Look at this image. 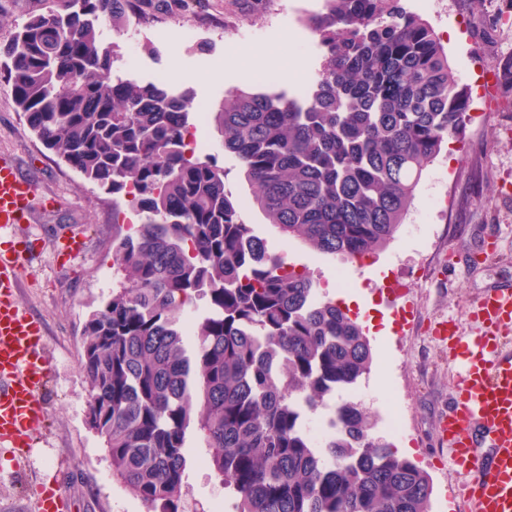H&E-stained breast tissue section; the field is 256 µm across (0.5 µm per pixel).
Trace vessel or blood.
<instances>
[{
	"instance_id": "vessel-or-blood-1",
	"label": "vessel or blood",
	"mask_w": 512,
	"mask_h": 512,
	"mask_svg": "<svg viewBox=\"0 0 512 512\" xmlns=\"http://www.w3.org/2000/svg\"><path fill=\"white\" fill-rule=\"evenodd\" d=\"M58 201L40 196L38 183L15 158L0 157V448L16 453L46 431L44 394L49 369L40 320L16 299L26 262L21 247L35 207L55 211ZM75 258L82 234L70 231L55 243ZM475 329L460 333L455 322H438L434 337L448 348L453 365L451 406L438 419L449 460L465 475L454 497L471 512H512V290L490 289L471 312Z\"/></svg>"
}]
</instances>
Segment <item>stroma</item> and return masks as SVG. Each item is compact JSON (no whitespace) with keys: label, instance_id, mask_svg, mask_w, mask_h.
<instances>
[{"label":"stroma","instance_id":"35a3bbf8","mask_svg":"<svg viewBox=\"0 0 512 512\" xmlns=\"http://www.w3.org/2000/svg\"><path fill=\"white\" fill-rule=\"evenodd\" d=\"M283 0H201L191 12L158 13L113 31L102 23L105 42L133 41L141 63V81H161L176 69L183 78L171 82V91H192V105L214 110L231 89L240 86L242 56H250L262 78L252 80L261 91L292 93L293 83L280 76L281 55L267 38L270 20ZM512 14V0H446L421 10L420 15L441 34L453 78L459 85L474 84L470 67L479 57L489 71L512 58V25L499 24ZM247 25L244 37L227 43L211 36L214 27ZM197 32L190 45L180 43L182 31ZM209 155L223 166L225 182L241 200V216L265 238L270 252L286 254L290 263L307 270L315 280L336 272L349 274L348 295L364 300L376 311V321L389 329L367 330L373 353V374L362 378L365 404L374 413L407 412L412 438L388 436L376 424L378 436L428 471L433 493L430 512H460L451 498L462 476L453 466L434 468L441 456L436 435L438 416L448 409L452 366L447 352L430 338L435 321L455 320L470 330L472 300L494 281L512 282V199L505 184L512 183V111L499 99L467 116L465 134L454 157L439 155L425 171L412 207L394 240L374 260L358 267L340 257L319 255L284 238L252 205L253 190L239 163L225 154L217 135L209 137ZM0 155L17 159L24 172L45 193L59 200L55 213L36 212L29 228L38 248L24 272L21 302L35 312L46 328L51 372L47 403L51 428L38 439L21 462L0 454V512H40L34 492H19L14 479L24 469L35 482L57 484L73 498L76 512H146L144 505L112 475V464L102 438L89 419L90 389L82 368L83 326L90 311L102 305L120 281L112 261V226L118 216L112 196L59 161L34 136L0 77ZM450 191L449 211L436 212L434 198ZM78 226L86 231L84 253L61 265L52 247L61 230ZM429 267L426 280L415 282L411 265ZM400 283L405 314L381 300L377 289ZM211 450L196 429L187 438V480L177 512H210L224 487L207 461Z\"/></svg>","mask_w":512,"mask_h":512}]
</instances>
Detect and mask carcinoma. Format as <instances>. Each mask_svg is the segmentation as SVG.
<instances>
[{
  "instance_id": "1",
  "label": "carcinoma",
  "mask_w": 512,
  "mask_h": 512,
  "mask_svg": "<svg viewBox=\"0 0 512 512\" xmlns=\"http://www.w3.org/2000/svg\"><path fill=\"white\" fill-rule=\"evenodd\" d=\"M328 2L308 19L326 55L307 91L237 88L208 126L269 223L317 254L356 259L394 238L424 171L463 135L470 98L433 28L399 0ZM156 8L60 0L0 50L35 136L140 216L112 237L123 282L83 330L90 423L113 475L147 512H176L194 425L231 512H429V474L374 436L361 403H336L346 435L318 459L302 408L368 375L370 342L243 222L224 167L186 155L191 90L113 84L100 23ZM498 85L512 102V59ZM197 297L210 313L189 331Z\"/></svg>"
}]
</instances>
